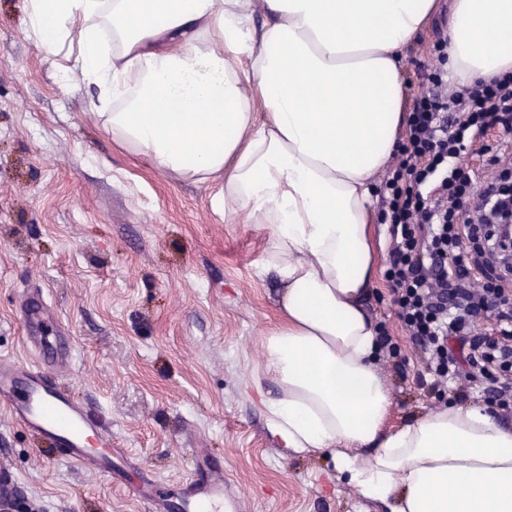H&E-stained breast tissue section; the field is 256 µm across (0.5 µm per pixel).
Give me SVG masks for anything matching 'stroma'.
<instances>
[{"instance_id":"1","label":"stroma","mask_w":512,"mask_h":512,"mask_svg":"<svg viewBox=\"0 0 512 512\" xmlns=\"http://www.w3.org/2000/svg\"><path fill=\"white\" fill-rule=\"evenodd\" d=\"M22 19L23 0H0V361L35 360L26 310L42 305L70 352L45 372L101 415L118 468L166 504L200 448L243 512H385L338 479L331 454L269 438L252 383L280 291L263 271L267 231L225 223L215 185L174 180L114 143ZM369 308L401 349L378 359L391 425L447 405L419 382L385 282ZM1 467L22 512H145L122 481L64 459L3 408Z\"/></svg>"}]
</instances>
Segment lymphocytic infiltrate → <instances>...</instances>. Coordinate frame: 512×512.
I'll use <instances>...</instances> for the list:
<instances>
[{"instance_id":"f902f5d3","label":"lymphocytic infiltrate","mask_w":512,"mask_h":512,"mask_svg":"<svg viewBox=\"0 0 512 512\" xmlns=\"http://www.w3.org/2000/svg\"><path fill=\"white\" fill-rule=\"evenodd\" d=\"M420 65L398 162L378 194L388 232L384 277L407 336L420 349L431 390L462 398L481 383L486 403L512 414V153L488 155L490 176L462 163L487 155L484 139L512 141V72L448 89L444 40ZM490 317L487 331L477 319Z\"/></svg>"}]
</instances>
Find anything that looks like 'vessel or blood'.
<instances>
[{
    "instance_id": "obj_1",
    "label": "vessel or blood",
    "mask_w": 512,
    "mask_h": 512,
    "mask_svg": "<svg viewBox=\"0 0 512 512\" xmlns=\"http://www.w3.org/2000/svg\"><path fill=\"white\" fill-rule=\"evenodd\" d=\"M0 406L16 423L59 448L68 460L112 477L111 429L94 413L72 403L39 363L0 364ZM183 496L189 512H210L223 501L235 510L240 506L239 500H225L224 476L219 472L203 481L188 478Z\"/></svg>"
}]
</instances>
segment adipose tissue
I'll list each match as a JSON object with an SVG mask.
<instances>
[{
    "label": "adipose tissue",
    "instance_id": "adipose-tissue-1",
    "mask_svg": "<svg viewBox=\"0 0 512 512\" xmlns=\"http://www.w3.org/2000/svg\"><path fill=\"white\" fill-rule=\"evenodd\" d=\"M448 4L457 86L512 71V0H24L26 36L114 142L216 183L228 224L267 230L281 288L265 338L270 434L388 512H512V430L480 406L400 428L364 299L373 192L409 93L400 63Z\"/></svg>",
    "mask_w": 512,
    "mask_h": 512
}]
</instances>
